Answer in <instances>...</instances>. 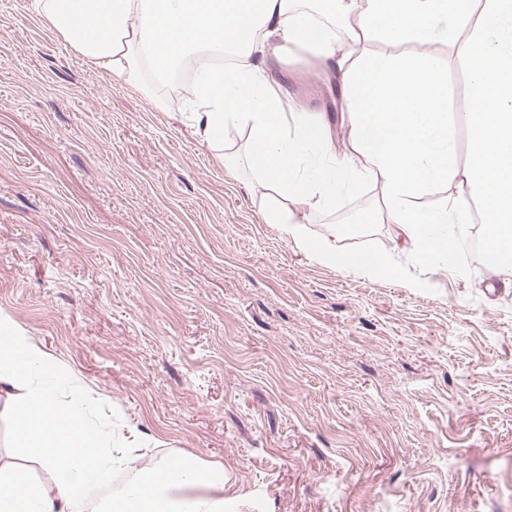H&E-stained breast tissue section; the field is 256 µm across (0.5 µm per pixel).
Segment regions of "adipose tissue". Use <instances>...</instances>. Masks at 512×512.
I'll list each match as a JSON object with an SVG mask.
<instances>
[{"mask_svg": "<svg viewBox=\"0 0 512 512\" xmlns=\"http://www.w3.org/2000/svg\"><path fill=\"white\" fill-rule=\"evenodd\" d=\"M35 12L90 63L130 80L151 68L168 80L181 59L207 50L231 58L187 89L190 125L210 142L227 128L251 133L246 152L221 155L302 206L331 203L339 184L380 185L382 220L422 262L447 261L448 226L479 209L492 264L512 266V0H32ZM294 50L336 65L351 147L332 148L328 118L288 99L291 75L265 61ZM471 74L458 113L448 74ZM466 127L467 162L457 134ZM326 151L303 170L306 144ZM324 261L393 275L386 256L364 262L336 246ZM84 384L0 315V403L13 414L15 458L0 463V512H224V470L191 456L163 459L119 495L92 504L112 470L146 456L136 438L113 447L88 416ZM38 465L45 479L35 478Z\"/></svg>", "mask_w": 512, "mask_h": 512, "instance_id": "obj_1", "label": "adipose tissue"}]
</instances>
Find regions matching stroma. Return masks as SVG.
I'll return each instance as SVG.
<instances>
[{"label":"stroma","instance_id":"35a3bbf8","mask_svg":"<svg viewBox=\"0 0 512 512\" xmlns=\"http://www.w3.org/2000/svg\"><path fill=\"white\" fill-rule=\"evenodd\" d=\"M310 116L334 74L273 59ZM112 75L0 0V314L136 428L151 460L224 468L231 512H512V284L415 265L393 225L342 233L375 183L264 222L273 189L206 143L184 93ZM393 254L403 277L311 243ZM266 224H275L278 230L293 240L303 238L304 228L302 218L288 210L271 209L265 215ZM313 251L321 260L343 268H357L368 273H384L387 276L395 273L388 258L384 255L372 254L374 257L368 262H362L361 259L347 256L336 247L335 234L319 238L314 244Z\"/></svg>","mask_w":512,"mask_h":512}]
</instances>
